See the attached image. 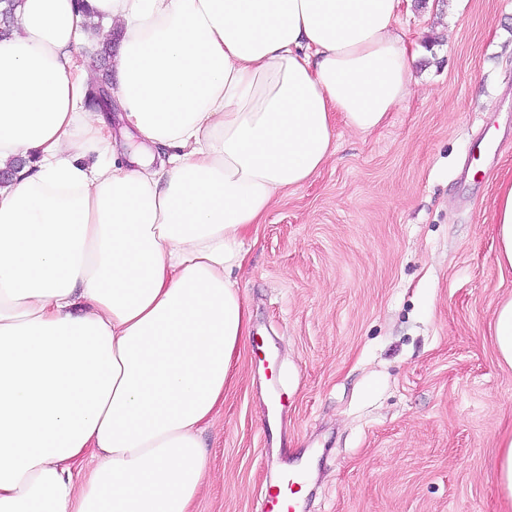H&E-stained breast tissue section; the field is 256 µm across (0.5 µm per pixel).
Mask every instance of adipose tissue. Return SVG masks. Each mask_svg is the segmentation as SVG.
Masks as SVG:
<instances>
[{
  "label": "adipose tissue",
  "mask_w": 512,
  "mask_h": 512,
  "mask_svg": "<svg viewBox=\"0 0 512 512\" xmlns=\"http://www.w3.org/2000/svg\"><path fill=\"white\" fill-rule=\"evenodd\" d=\"M22 0L0 41V512H191L244 242L412 93L402 0ZM157 165L112 156L85 48ZM496 260L512 272V177Z\"/></svg>",
  "instance_id": "obj_1"
}]
</instances>
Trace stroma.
I'll return each mask as SVG.
<instances>
[{
  "label": "stroma",
  "mask_w": 512,
  "mask_h": 512,
  "mask_svg": "<svg viewBox=\"0 0 512 512\" xmlns=\"http://www.w3.org/2000/svg\"><path fill=\"white\" fill-rule=\"evenodd\" d=\"M400 26L415 91L371 133L337 122L332 163L245 242L250 336L201 432L193 512H259L286 447L309 473L297 512H502L488 461L512 429L491 336L512 295L493 233L512 176V0H409ZM480 136L496 153L472 156Z\"/></svg>",
  "instance_id": "stroma-1"
}]
</instances>
